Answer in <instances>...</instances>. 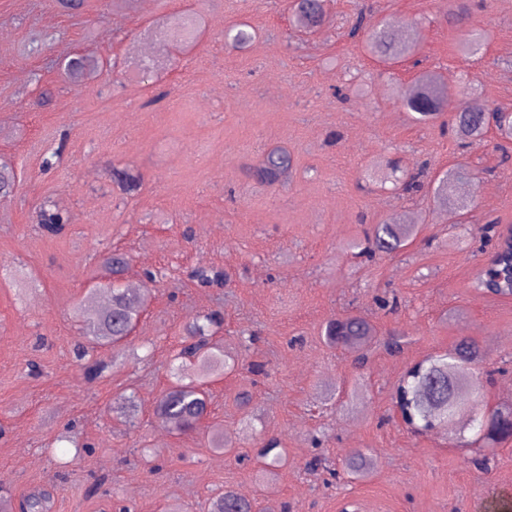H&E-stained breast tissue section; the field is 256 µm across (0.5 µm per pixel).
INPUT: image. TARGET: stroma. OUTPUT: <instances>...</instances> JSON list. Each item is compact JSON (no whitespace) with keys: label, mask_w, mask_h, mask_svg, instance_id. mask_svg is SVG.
I'll return each mask as SVG.
<instances>
[{"label":"stroma","mask_w":512,"mask_h":512,"mask_svg":"<svg viewBox=\"0 0 512 512\" xmlns=\"http://www.w3.org/2000/svg\"><path fill=\"white\" fill-rule=\"evenodd\" d=\"M455 0H330L327 24L293 27L288 0H0V160L17 173L0 201V493L19 505L54 494L52 512H198L218 489L288 512H512V440L488 449L487 470L463 447L461 423L412 433L392 402L403 372L462 339L483 355L489 408L512 405V297L470 283L488 259L471 226H512V151L496 130L465 145L451 122L464 104L512 107V0H471L481 30L475 55L461 51ZM407 23L412 59L387 66L346 33L357 13ZM197 18V41L176 49L174 18ZM250 25L246 48L225 44ZM93 52L102 66L73 82L61 69ZM430 70L449 79L440 117L412 120L400 89ZM48 102L37 106L39 96ZM295 160L292 182L252 174L267 152ZM456 191L470 221L442 220L427 191L381 188L391 170L436 175L457 165ZM128 169L139 188L120 191ZM66 217L51 235L40 203ZM417 215L414 242L393 257H355L347 243L373 225ZM129 260L126 281L149 285L132 345L137 360L95 351L102 378L85 379L77 311L100 279L102 251ZM224 270L201 286L202 268ZM214 311L239 370L210 386V417L178 434L154 415L187 320ZM366 316L403 336L401 352H369L364 366L329 348L334 318ZM250 348H242L244 338ZM140 397L138 428L111 411L125 389ZM220 424L231 454L209 448ZM281 442L287 462L261 476L260 437ZM376 458L365 479L342 475L350 451ZM321 458L326 471L305 464Z\"/></svg>","instance_id":"stroma-1"}]
</instances>
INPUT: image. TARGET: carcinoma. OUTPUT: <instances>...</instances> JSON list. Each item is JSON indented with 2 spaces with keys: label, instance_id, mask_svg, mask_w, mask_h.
<instances>
[{
  "label": "carcinoma",
  "instance_id": "1",
  "mask_svg": "<svg viewBox=\"0 0 512 512\" xmlns=\"http://www.w3.org/2000/svg\"><path fill=\"white\" fill-rule=\"evenodd\" d=\"M325 0H301V7L292 12L294 23L305 30H317L326 19ZM197 32V21L191 17L177 19L172 26V36L185 44L192 41ZM348 36L359 37L367 52L379 62L396 64L408 59L416 47V40L400 36L396 22L381 20L363 27L362 16H357ZM99 62L89 55H78L65 65L68 76L80 80L94 73ZM404 107L413 113L417 122H428L437 118L445 104L444 88L438 77L421 75L401 95ZM495 127L505 139H512V109L499 106L472 108L463 106L453 116L456 135L470 143L480 142L489 127ZM294 160L285 150L268 152L253 167V176L266 185H275L292 174ZM462 177V168L444 172L437 179L433 201L440 207L450 208V214L458 222L468 219V206L451 201L450 193ZM14 169L0 163V196L8 197L16 189ZM38 224L51 234L64 229L58 210L45 203L38 213ZM483 240L498 239L489 263L484 266L474 287L495 296H512V232L501 234L490 226L476 228ZM414 230L407 224L385 222L375 225L372 236L362 254L391 256L398 254L412 243ZM107 272L104 281L89 290L80 306L82 332L91 347H110L116 354H124L128 347L129 333L137 327L146 298L133 294L125 288L123 279L128 270V260L119 253L109 252L102 257ZM220 324L212 313L195 315L186 325L190 342L177 353V357L190 364V370L175 377L161 393L155 405V415L169 430L187 433L197 429L209 416V386L230 368L237 358L224 353V348L213 340L210 329ZM329 345L355 354V361L362 362L368 348L378 342L375 327L361 315H347L331 320L325 328ZM481 358L479 348L464 339L452 353L432 356L413 365L399 381L395 392V404L403 421L420 432H429L464 416L466 408L460 402L464 391L477 395L473 415L467 417V427L475 431L479 441L498 443L512 437V408H496L488 411L480 389L482 382L470 371V366ZM112 412L133 426L137 423L139 406L133 396H122L113 403ZM280 446L274 438L268 440L257 451L263 460V471L271 472L280 466V455L271 452ZM370 459L355 450L345 459L344 470L354 476L365 473ZM26 512H49L51 496L46 491L29 494L24 500ZM208 512H263L255 500H249L237 492L226 489L208 501Z\"/></svg>",
  "mask_w": 512,
  "mask_h": 512
}]
</instances>
